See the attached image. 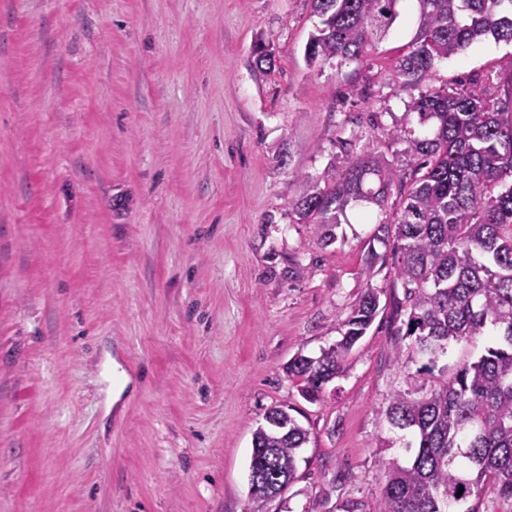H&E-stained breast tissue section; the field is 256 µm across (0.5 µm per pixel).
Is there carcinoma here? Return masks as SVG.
<instances>
[{
    "instance_id": "cac0c4a2",
    "label": "carcinoma",
    "mask_w": 512,
    "mask_h": 512,
    "mask_svg": "<svg viewBox=\"0 0 512 512\" xmlns=\"http://www.w3.org/2000/svg\"><path fill=\"white\" fill-rule=\"evenodd\" d=\"M400 0H312L320 26L304 47L309 64H342L367 53L372 36L399 17ZM416 33L398 61L397 76L420 84L436 63L486 38L512 43V0H413ZM431 133L407 132L410 170L360 155L340 174L306 186L292 210L317 226L327 247L339 215L352 204L382 206L402 197L392 221L381 223L401 254L409 313L397 334L427 359L410 387L393 394L389 424L414 434L404 466L388 473L372 512H481L493 494L512 504V70L477 93L431 91L408 104ZM381 292L360 297L336 344L317 357L298 354L286 368L300 395L318 400L339 376L354 346L380 312ZM491 337L475 361L428 386L451 344ZM311 432L278 407L253 432L248 494L254 503L282 493L297 479ZM261 472L265 494L254 492Z\"/></svg>"
}]
</instances>
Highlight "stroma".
<instances>
[{
  "label": "stroma",
  "instance_id": "35a3bbf8",
  "mask_svg": "<svg viewBox=\"0 0 512 512\" xmlns=\"http://www.w3.org/2000/svg\"><path fill=\"white\" fill-rule=\"evenodd\" d=\"M399 11L363 60L311 67V0H0V512H250L276 405L311 441L264 512H371L408 457L385 411L422 364L377 238L399 200L347 209L328 247L292 205L364 151L400 161L427 89L512 64L489 38L404 84ZM369 288L381 312L305 401L285 365Z\"/></svg>",
  "mask_w": 512,
  "mask_h": 512
}]
</instances>
